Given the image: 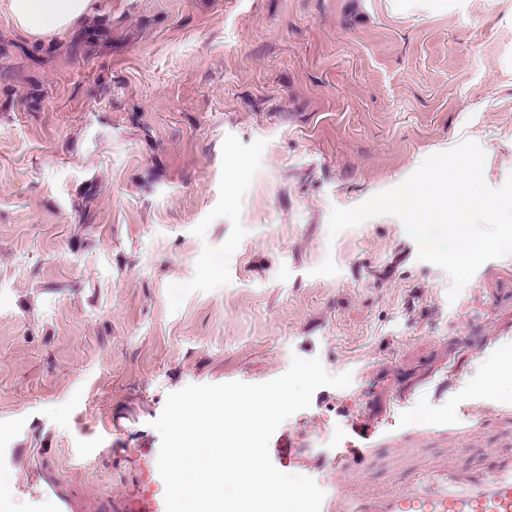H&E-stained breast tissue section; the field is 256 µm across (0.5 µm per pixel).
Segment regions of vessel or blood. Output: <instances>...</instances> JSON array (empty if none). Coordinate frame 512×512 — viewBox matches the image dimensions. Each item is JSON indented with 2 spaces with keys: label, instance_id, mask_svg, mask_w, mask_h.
Here are the masks:
<instances>
[{
  "label": "vessel or blood",
  "instance_id": "vessel-or-blood-1",
  "mask_svg": "<svg viewBox=\"0 0 512 512\" xmlns=\"http://www.w3.org/2000/svg\"><path fill=\"white\" fill-rule=\"evenodd\" d=\"M365 454L345 446L318 456L336 473L323 487L321 512H512V457L486 468L428 465L403 482L370 490L354 480L355 460Z\"/></svg>",
  "mask_w": 512,
  "mask_h": 512
}]
</instances>
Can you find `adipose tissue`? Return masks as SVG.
I'll use <instances>...</instances> for the list:
<instances>
[{"label":"adipose tissue","instance_id":"ef3b65f1","mask_svg":"<svg viewBox=\"0 0 512 512\" xmlns=\"http://www.w3.org/2000/svg\"><path fill=\"white\" fill-rule=\"evenodd\" d=\"M94 0H5L6 11L22 34L48 39L70 29L88 15Z\"/></svg>","mask_w":512,"mask_h":512}]
</instances>
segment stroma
Listing matches in <instances>:
<instances>
[{
  "label": "stroma",
  "instance_id": "obj_1",
  "mask_svg": "<svg viewBox=\"0 0 512 512\" xmlns=\"http://www.w3.org/2000/svg\"><path fill=\"white\" fill-rule=\"evenodd\" d=\"M102 22L111 47L74 54L0 5V479L127 512L169 393L296 356L352 383L278 427L282 472L344 443L372 446L367 488L512 456V420L440 433L512 405V380L479 393L512 354V257L451 300L397 217L329 234L464 140L505 183L512 0H97Z\"/></svg>",
  "mask_w": 512,
  "mask_h": 512
}]
</instances>
